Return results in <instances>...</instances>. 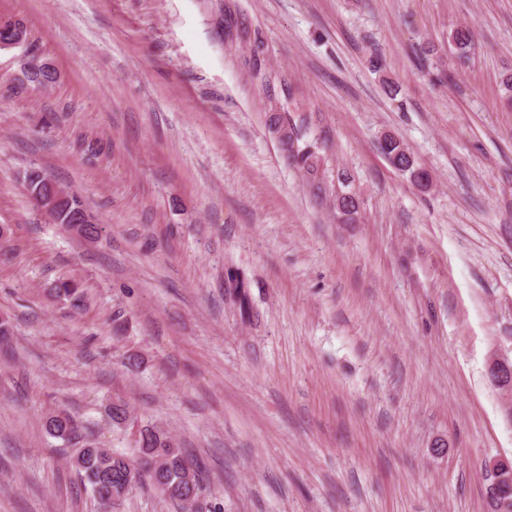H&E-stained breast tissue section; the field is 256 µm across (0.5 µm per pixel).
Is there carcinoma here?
<instances>
[{
  "label": "carcinoma",
  "mask_w": 512,
  "mask_h": 512,
  "mask_svg": "<svg viewBox=\"0 0 512 512\" xmlns=\"http://www.w3.org/2000/svg\"><path fill=\"white\" fill-rule=\"evenodd\" d=\"M448 40L464 56L471 50L474 34L468 28L456 27L448 33ZM276 132L279 141L287 146L288 158L300 164L315 196L322 201L331 199L342 222H356L360 202L350 188V177L343 173L338 175L336 190L328 191L320 171L321 156L314 150V146H300V132L295 127L288 129L281 125ZM382 151L396 170L408 175L421 187L429 185V173L416 164L401 139L393 135L385 136ZM54 291L57 296L69 300L75 308L83 304V293L75 281L63 280L56 285ZM45 427L49 435L62 440H70L78 433L75 419L64 409L50 413ZM71 464L84 487L94 496L99 489L110 486L121 500L135 484L148 482L160 492L164 500L177 505L183 512H201L200 471L187 459L182 449L178 448L170 432L162 427L141 429L135 441L134 454L130 457L89 440L78 450ZM130 473L138 476L137 483L128 482L127 475Z\"/></svg>",
  "instance_id": "1"
}]
</instances>
